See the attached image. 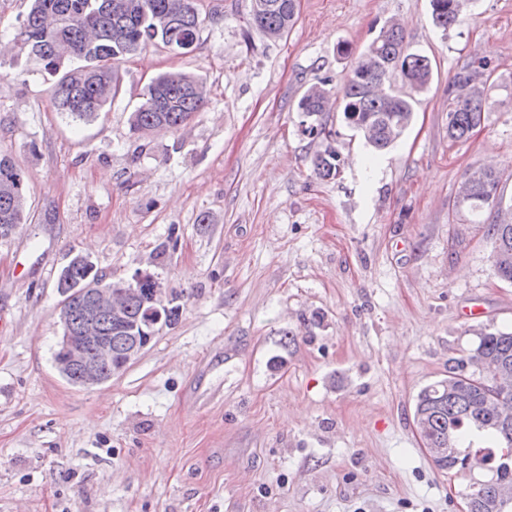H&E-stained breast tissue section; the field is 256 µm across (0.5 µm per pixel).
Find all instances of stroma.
I'll use <instances>...</instances> for the list:
<instances>
[{
  "mask_svg": "<svg viewBox=\"0 0 512 512\" xmlns=\"http://www.w3.org/2000/svg\"><path fill=\"white\" fill-rule=\"evenodd\" d=\"M251 10L201 0L192 50L130 57L121 95L83 123L57 112L40 64L5 53L29 0H0V149L29 208L0 239V512H460L476 474L439 470L413 415L481 330L512 329L497 212L453 209L483 165L512 199V0H473L446 30L429 0H298L279 39ZM390 21L433 67L397 144L374 151L336 105L327 136L302 134L303 92L338 91ZM478 58L490 108L454 142L448 82ZM169 71L200 77L207 104L131 131ZM328 148L341 165L323 180ZM80 251L109 281L158 275L182 307L92 388L54 364L56 283ZM312 164L315 175L322 179H329L338 172L340 158L335 150H329L323 155H317ZM488 235L492 243V260L496 276L512 282V221L491 224Z\"/></svg>",
  "mask_w": 512,
  "mask_h": 512,
  "instance_id": "1",
  "label": "stroma"
}]
</instances>
